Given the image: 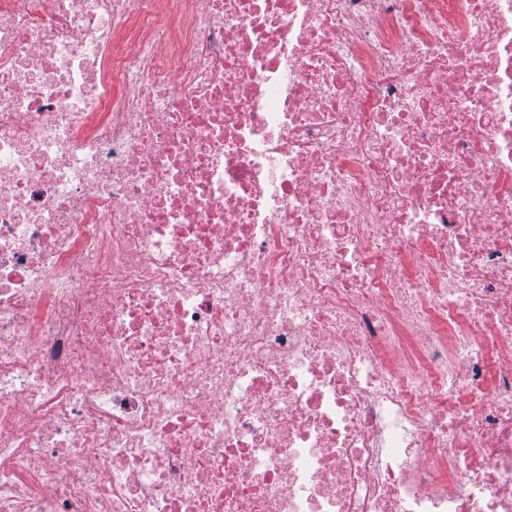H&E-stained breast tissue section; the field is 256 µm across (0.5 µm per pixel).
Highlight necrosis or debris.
Returning a JSON list of instances; mask_svg holds the SVG:
<instances>
[{
    "label": "necrosis or debris",
    "mask_w": 512,
    "mask_h": 512,
    "mask_svg": "<svg viewBox=\"0 0 512 512\" xmlns=\"http://www.w3.org/2000/svg\"><path fill=\"white\" fill-rule=\"evenodd\" d=\"M0 512H512V0H0Z\"/></svg>",
    "instance_id": "obj_1"
}]
</instances>
